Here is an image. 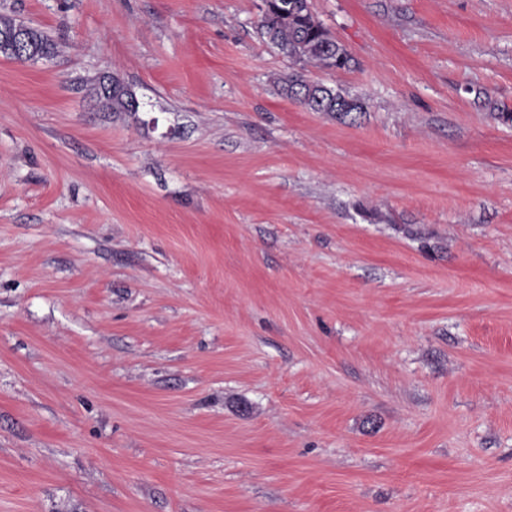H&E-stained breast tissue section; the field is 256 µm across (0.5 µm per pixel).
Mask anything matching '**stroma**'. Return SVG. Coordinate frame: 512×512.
Here are the masks:
<instances>
[{"instance_id": "35a3bbf8", "label": "stroma", "mask_w": 512, "mask_h": 512, "mask_svg": "<svg viewBox=\"0 0 512 512\" xmlns=\"http://www.w3.org/2000/svg\"><path fill=\"white\" fill-rule=\"evenodd\" d=\"M262 7L0 0V512H512V0ZM260 20L266 40L295 62L312 61L336 70L349 69L352 58L311 13L308 0H268ZM12 41V55L15 56L14 60H29L31 57L38 59L41 54L35 51L32 40L27 35L26 28H20L14 32L11 38ZM283 91L289 96L291 91L298 94L297 101L303 106L314 112H335L331 107H323L324 90L314 85V83L306 80L301 72H293L284 80ZM326 105L336 104V112H357V104H364L358 99H350L348 97H340L336 94V98H327L324 102ZM104 80L105 78L100 79L93 87L94 94L102 108L109 112H138L139 107H136L133 102L135 94L128 86L113 78H107L111 88L106 85L105 89H110L103 92L101 87Z\"/></svg>"}]
</instances>
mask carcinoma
Returning <instances> with one entry per match:
<instances>
[{"instance_id":"carcinoma-1","label":"carcinoma","mask_w":512,"mask_h":512,"mask_svg":"<svg viewBox=\"0 0 512 512\" xmlns=\"http://www.w3.org/2000/svg\"><path fill=\"white\" fill-rule=\"evenodd\" d=\"M260 30L266 40L279 47L296 62L312 61L336 70L348 69L352 58L348 51L332 38L322 23L311 13L308 0H269L260 20ZM111 88L101 90L103 82L94 87V94L102 108L109 112H136L135 94L123 83L108 79ZM283 91L298 94L297 101L313 112H331L319 97L323 89L306 80L300 72H293L284 80Z\"/></svg>"}]
</instances>
